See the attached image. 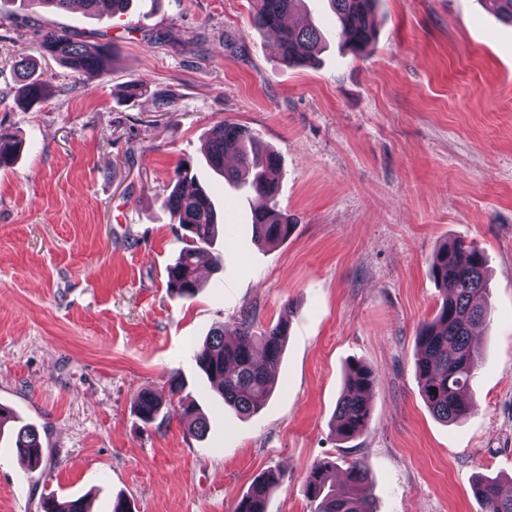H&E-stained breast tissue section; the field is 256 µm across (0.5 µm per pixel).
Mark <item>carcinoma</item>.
I'll use <instances>...</instances> for the list:
<instances>
[{"label": "carcinoma", "mask_w": 512, "mask_h": 512, "mask_svg": "<svg viewBox=\"0 0 512 512\" xmlns=\"http://www.w3.org/2000/svg\"><path fill=\"white\" fill-rule=\"evenodd\" d=\"M91 13L107 11L112 15L128 11L130 0H82ZM252 24L258 30L279 33L276 51L286 63L317 61L325 42L324 31L311 22L301 27H288L284 19L303 0H255ZM331 11L345 35L348 50L361 54L371 42L375 30L376 0H328ZM498 19L512 25V0H486ZM39 51L60 61L76 77L101 74L111 63L109 44L89 46L70 34L47 29L43 32ZM22 81L18 97L28 106L47 100L50 83L37 74L36 63L23 57L16 62ZM22 141L0 133V166L9 163L21 150ZM236 157L238 168L224 166L226 155ZM205 160L210 169L233 186H247L264 198L269 206L254 211V241L262 246L278 245L288 239L295 224L288 214L273 206L281 178L278 153L265 146L258 134L243 125L222 121L212 127L207 141ZM164 206L177 219L184 231L185 247L176 261L166 268L167 288L176 296L191 299L198 292V269L219 267L223 257L214 245L218 234L231 235L232 227L219 222L211 192L195 182L191 164L180 163L174 171L171 189ZM431 274L440 288L442 300L434 317L417 331L415 368L420 391L432 413L450 423L463 419L472 404L468 397L471 381L477 370V357L471 345L475 327L491 319L487 275L483 254L463 242L445 244L433 258ZM288 323L279 321L258 332L252 314L240 318L236 339L224 340V328H214L201 348L193 350L192 359L205 376L216 382L222 404L243 415L257 413L267 403L276 383V373L287 336ZM376 376L372 368L353 362L349 365L342 394L336 404L333 430L342 440L359 436L368 426L370 393ZM184 382L170 380L171 395L178 397V406L188 432L203 436L209 428L189 396L182 395ZM162 399L149 390L139 392L133 402L136 417L145 424L157 420ZM14 424L13 445L18 455L33 468L43 461L44 448L39 432L30 424L0 406V431L7 421ZM336 466L330 462L315 464L306 478L305 493L311 512H374L373 500L366 491L368 466L363 458L348 464L345 482L336 486ZM283 475L271 471L255 481L249 491L235 503L233 512H267L272 489ZM483 512H512V495H505L501 485L482 480L475 486ZM40 512H86L82 498L60 499L52 493L41 496Z\"/></svg>", "instance_id": "obj_1"}]
</instances>
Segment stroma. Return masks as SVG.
Masks as SVG:
<instances>
[{
  "label": "stroma",
  "mask_w": 512,
  "mask_h": 512,
  "mask_svg": "<svg viewBox=\"0 0 512 512\" xmlns=\"http://www.w3.org/2000/svg\"><path fill=\"white\" fill-rule=\"evenodd\" d=\"M300 13L328 32L319 65L288 66L251 24L252 0H132L127 14L39 7L0 22V132L23 138L0 168V405L37 427L30 469L0 434V512H38L41 494L112 512H232L267 470L268 512H310L320 461L365 458L376 512H481L478 476L512 483V25L480 0H378L367 52L344 44L327 0ZM110 44L107 74L81 79L41 57L44 29ZM36 59L52 88L15 99L14 63ZM146 83L126 100L127 82ZM167 95L174 109L157 108ZM245 125L282 159L284 243H255V197L207 166L211 127ZM191 162L225 223L224 269L191 300L167 289L184 246L165 208ZM486 258L493 318L473 337L472 409L439 421L415 373L418 327L441 300L430 275L444 243ZM288 320L277 386L251 416L223 409L191 359L215 326ZM376 374L356 439L332 430L347 365ZM209 418L196 439L176 411L133 412L168 379ZM162 399L149 390L140 391L133 402V411L136 417L144 424H151L159 417L162 407Z\"/></svg>",
  "instance_id": "1"
}]
</instances>
